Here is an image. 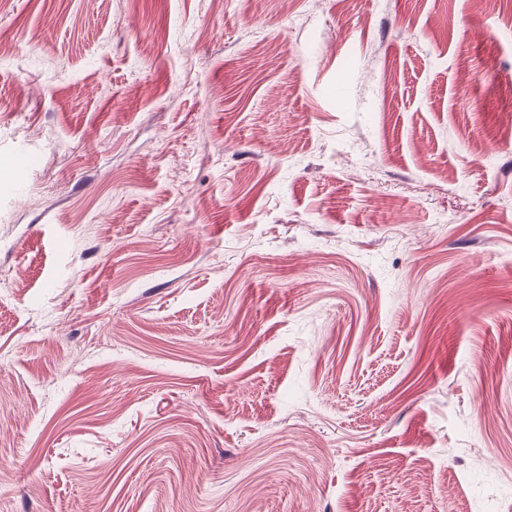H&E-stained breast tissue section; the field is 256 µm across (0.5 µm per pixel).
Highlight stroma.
<instances>
[{"mask_svg":"<svg viewBox=\"0 0 512 512\" xmlns=\"http://www.w3.org/2000/svg\"><path fill=\"white\" fill-rule=\"evenodd\" d=\"M512 0H0V512H512Z\"/></svg>","mask_w":512,"mask_h":512,"instance_id":"35a3bbf8","label":"stroma"}]
</instances>
